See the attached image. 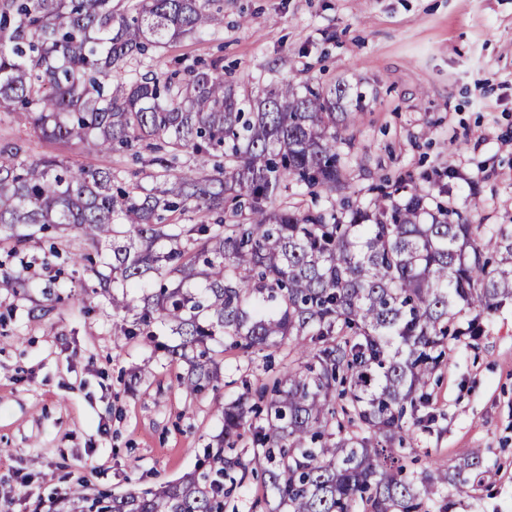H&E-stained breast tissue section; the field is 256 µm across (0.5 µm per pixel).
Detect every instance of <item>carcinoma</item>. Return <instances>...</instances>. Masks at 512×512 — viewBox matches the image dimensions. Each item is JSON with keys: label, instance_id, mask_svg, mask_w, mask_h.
Wrapping results in <instances>:
<instances>
[{"label": "carcinoma", "instance_id": "1", "mask_svg": "<svg viewBox=\"0 0 512 512\" xmlns=\"http://www.w3.org/2000/svg\"><path fill=\"white\" fill-rule=\"evenodd\" d=\"M0 0V111L44 141L84 154L141 156L149 184L117 167L25 157L0 145V241L19 254L64 227L112 251V275L83 254L73 266L112 289V311L137 313L127 336L179 337L159 348L190 368L189 394L223 380L224 343L244 354L294 342L305 362L224 404L209 471L159 489L99 497L96 512H224V478L259 475L265 512H448L439 492L480 485L473 452L407 475L409 423L433 420L428 387L448 340L481 333V315L512 300V238L448 220L432 194L344 209L341 85L270 88L247 112L223 61L148 69L131 60L206 31L216 0ZM324 195L315 210L277 208L290 182ZM199 221L185 224L186 215ZM500 255L493 262L490 254ZM475 311L466 327L464 309ZM250 457L226 455L241 431Z\"/></svg>", "mask_w": 512, "mask_h": 512}]
</instances>
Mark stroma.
<instances>
[{"label":"stroma","instance_id":"obj_1","mask_svg":"<svg viewBox=\"0 0 512 512\" xmlns=\"http://www.w3.org/2000/svg\"><path fill=\"white\" fill-rule=\"evenodd\" d=\"M209 34L156 49L146 66L224 59L242 100L281 82L361 92L337 198L380 201L382 180L425 187L472 224L512 235V0H221ZM82 163L0 112V144ZM53 241L0 263L26 288L0 284V512H62L75 483L89 495L144 493L201 466L224 426L221 404L272 386L300 362L283 345L224 352L218 391L189 395L187 366L121 317L92 273L46 266ZM477 338L451 342L429 390L436 422L402 450L419 471L476 452L480 487L450 512H512V302L482 317ZM141 380H133V373Z\"/></svg>","mask_w":512,"mask_h":512}]
</instances>
